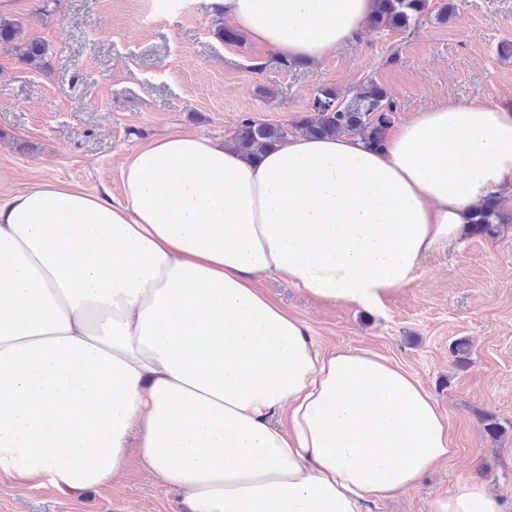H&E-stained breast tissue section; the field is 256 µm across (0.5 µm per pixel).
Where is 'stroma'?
<instances>
[{
    "instance_id": "obj_1",
    "label": "stroma",
    "mask_w": 512,
    "mask_h": 512,
    "mask_svg": "<svg viewBox=\"0 0 512 512\" xmlns=\"http://www.w3.org/2000/svg\"><path fill=\"white\" fill-rule=\"evenodd\" d=\"M19 20L48 42L34 69L0 49V198L52 182L123 197L122 163L171 132L232 139L243 119L293 129L317 91L348 95L374 80L396 101L395 122L442 102L512 101V0H454L448 21L409 32L365 28L335 57L287 65L265 48L228 44L209 0H60ZM258 285L301 321L316 351L374 352L414 375L448 421L452 455L395 499L362 512H430L474 476L512 505V224L463 236L424 259L414 283L367 312L312 298L273 274ZM469 345L456 365L455 342ZM494 414L498 437L485 430ZM0 512H185L181 492L138 457L109 488L79 496L0 479Z\"/></svg>"
}]
</instances>
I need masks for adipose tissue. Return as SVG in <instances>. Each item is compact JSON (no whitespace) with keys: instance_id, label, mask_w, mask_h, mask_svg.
Returning <instances> with one entry per match:
<instances>
[{"instance_id":"obj_1","label":"adipose tissue","mask_w":512,"mask_h":512,"mask_svg":"<svg viewBox=\"0 0 512 512\" xmlns=\"http://www.w3.org/2000/svg\"><path fill=\"white\" fill-rule=\"evenodd\" d=\"M299 64L356 41L376 0H212ZM123 201L50 182L0 202V475L103 489L130 454L187 512H360L448 459L408 371L316 353L272 273L365 310L410 286L486 195L512 196V103H441L381 146L299 134L252 158L173 132L121 167ZM288 412V430L269 417ZM432 512H512L474 477Z\"/></svg>"}]
</instances>
